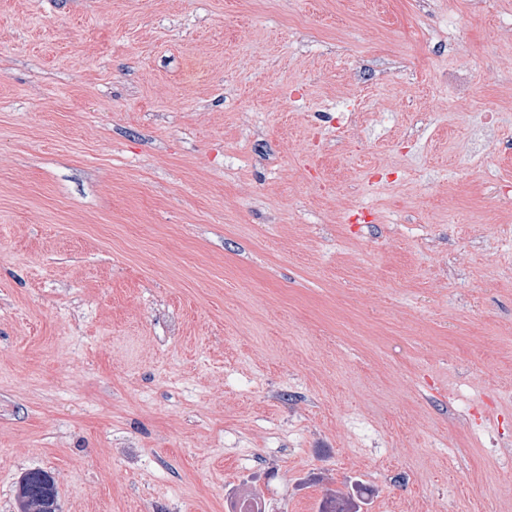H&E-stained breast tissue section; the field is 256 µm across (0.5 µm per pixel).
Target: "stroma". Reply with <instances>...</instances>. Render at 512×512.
I'll use <instances>...</instances> for the list:
<instances>
[{
  "instance_id": "1",
  "label": "stroma",
  "mask_w": 512,
  "mask_h": 512,
  "mask_svg": "<svg viewBox=\"0 0 512 512\" xmlns=\"http://www.w3.org/2000/svg\"><path fill=\"white\" fill-rule=\"evenodd\" d=\"M37 469L512 512V0H0V512Z\"/></svg>"
}]
</instances>
